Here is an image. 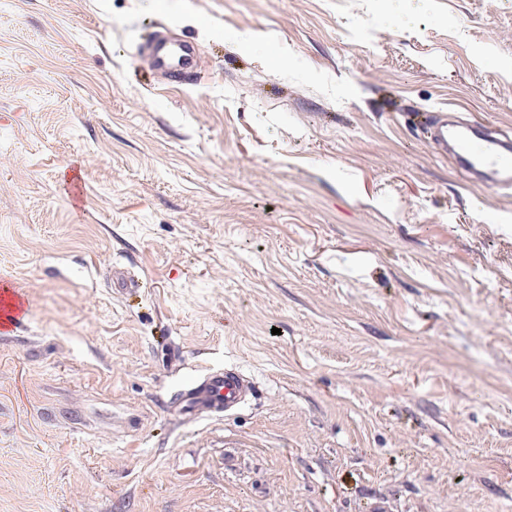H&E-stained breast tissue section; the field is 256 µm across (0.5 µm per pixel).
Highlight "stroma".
Returning <instances> with one entry per match:
<instances>
[{"label": "stroma", "mask_w": 512, "mask_h": 512, "mask_svg": "<svg viewBox=\"0 0 512 512\" xmlns=\"http://www.w3.org/2000/svg\"><path fill=\"white\" fill-rule=\"evenodd\" d=\"M395 7L0 0V512H512V191L409 121L512 135V0ZM143 50L151 56L155 69L164 72L173 84H181L195 74V49L186 40L171 42L164 30H157ZM0 313L1 332L6 331L7 328H15L23 314L21 303L3 289L0 291ZM254 389L236 368L208 370L182 393L183 408L197 418L237 411Z\"/></svg>", "instance_id": "obj_1"}]
</instances>
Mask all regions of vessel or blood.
<instances>
[{"label":"vessel or blood","instance_id":"1","mask_svg":"<svg viewBox=\"0 0 512 512\" xmlns=\"http://www.w3.org/2000/svg\"><path fill=\"white\" fill-rule=\"evenodd\" d=\"M156 70L171 83L180 84L194 74L195 49L188 41H170L165 31H155L145 45ZM416 124L426 129L435 149L450 155L457 168L476 187L512 188V139L488 128L461 131L448 126L447 114L420 113ZM23 314L21 303L9 292L0 291V331L16 327ZM254 389L252 380L235 368L207 371L182 393L186 411L199 418L237 411Z\"/></svg>","mask_w":512,"mask_h":512}]
</instances>
